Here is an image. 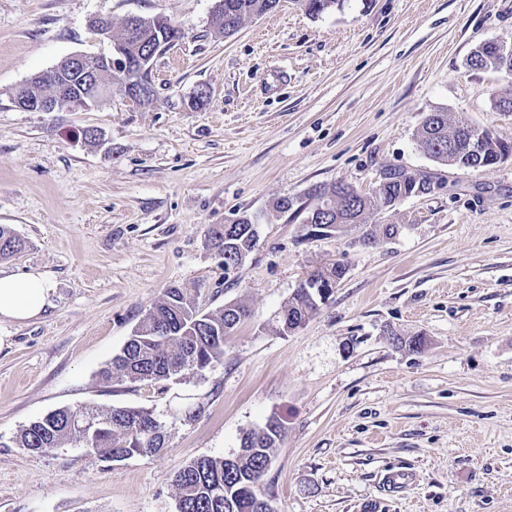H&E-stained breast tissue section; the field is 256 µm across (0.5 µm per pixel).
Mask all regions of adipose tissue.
<instances>
[{"mask_svg": "<svg viewBox=\"0 0 512 512\" xmlns=\"http://www.w3.org/2000/svg\"><path fill=\"white\" fill-rule=\"evenodd\" d=\"M53 294L46 273L0 275V318L19 322L36 318L50 306Z\"/></svg>", "mask_w": 512, "mask_h": 512, "instance_id": "obj_1", "label": "adipose tissue"}]
</instances>
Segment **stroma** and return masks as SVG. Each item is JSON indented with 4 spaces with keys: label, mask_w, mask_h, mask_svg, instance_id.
<instances>
[{
    "label": "stroma",
    "mask_w": 512,
    "mask_h": 512,
    "mask_svg": "<svg viewBox=\"0 0 512 512\" xmlns=\"http://www.w3.org/2000/svg\"><path fill=\"white\" fill-rule=\"evenodd\" d=\"M214 3L0 0V224L26 243L0 271H44L55 288L38 318L0 321V512H176L187 462L233 455L271 418L284 427L272 512H512V158L473 171L416 142L432 112L512 141V112L493 104L512 73L467 64L482 42L512 44V0H344L316 17L280 0L228 37ZM132 16L183 31L152 62L148 105L116 91L80 112L15 106L14 88L62 58L110 52L94 19L117 32ZM89 127L102 142L84 143ZM390 169L429 190L307 236L313 186L365 194ZM284 197L292 208L274 210ZM245 214L258 243L228 273L210 230ZM336 262L330 299L279 333L299 282ZM173 286L205 312L248 307L223 361L162 394L103 383ZM179 394L200 403L194 420L174 416ZM84 405L152 411L165 448L102 462L16 446L29 422ZM391 469L415 477L402 495L383 491Z\"/></svg>",
    "instance_id": "obj_1"
}]
</instances>
